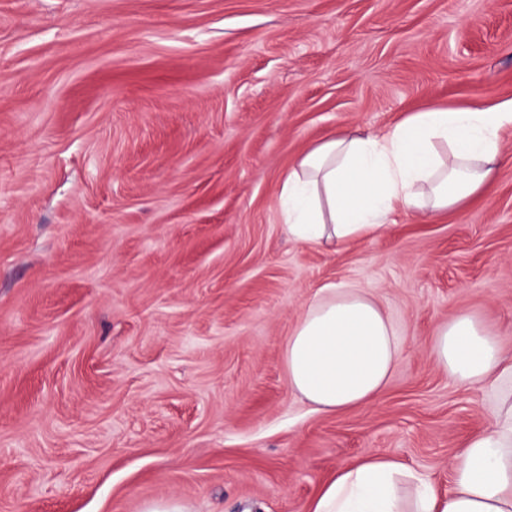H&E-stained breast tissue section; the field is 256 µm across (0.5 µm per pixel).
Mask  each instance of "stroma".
Listing matches in <instances>:
<instances>
[{"label": "stroma", "mask_w": 512, "mask_h": 512, "mask_svg": "<svg viewBox=\"0 0 512 512\" xmlns=\"http://www.w3.org/2000/svg\"><path fill=\"white\" fill-rule=\"evenodd\" d=\"M512 100V0H0V512H308L341 465L447 492L496 399L430 354L512 353V127L488 186L336 250L279 196L338 133ZM363 288L400 344L377 401L312 412L287 337Z\"/></svg>", "instance_id": "35a3bbf8"}]
</instances>
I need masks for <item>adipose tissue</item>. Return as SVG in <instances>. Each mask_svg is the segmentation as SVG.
I'll return each mask as SVG.
<instances>
[{
    "label": "adipose tissue",
    "instance_id": "obj_1",
    "mask_svg": "<svg viewBox=\"0 0 512 512\" xmlns=\"http://www.w3.org/2000/svg\"><path fill=\"white\" fill-rule=\"evenodd\" d=\"M509 126L512 101L424 110L381 135L328 138L283 181L288 233L299 243H341L377 231L400 209L452 208L488 183ZM431 355L457 382L497 391L492 422L452 460L448 492L393 456L369 453L338 467L309 512H512V357L469 315L438 327ZM398 358L392 324L361 288L325 289L283 352L290 390L325 414L372 405Z\"/></svg>",
    "mask_w": 512,
    "mask_h": 512
}]
</instances>
